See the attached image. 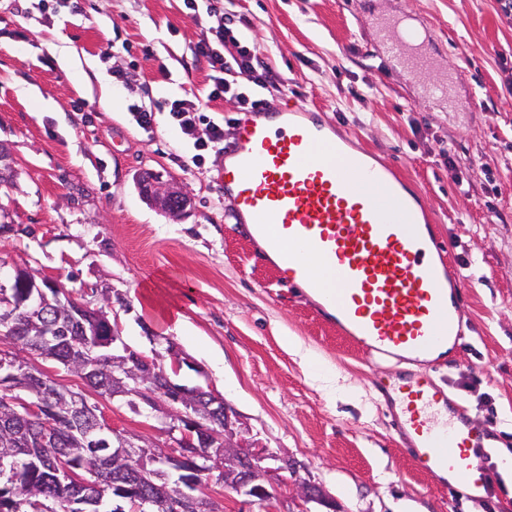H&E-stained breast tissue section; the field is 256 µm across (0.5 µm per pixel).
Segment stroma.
<instances>
[{
  "mask_svg": "<svg viewBox=\"0 0 512 512\" xmlns=\"http://www.w3.org/2000/svg\"><path fill=\"white\" fill-rule=\"evenodd\" d=\"M28 0V19L0 0V141L17 172L0 187V280L28 265L70 291L118 292L121 337L194 362L178 380L220 392L252 434L294 457L341 512H483L463 489H441L404 453L380 381L430 372L512 452V28L495 0ZM223 9L283 79L258 90L267 109L300 99L339 131L387 157L425 196L450 258L467 281L457 351L435 362L366 360L317 317L304 289L280 281L220 192L224 155L183 169L191 140L132 105L205 97L209 69L190 47ZM433 29L430 67L393 65L377 21L400 12ZM448 96L425 99L433 81ZM150 171L188 187L174 218L133 178ZM311 352L304 362L300 351ZM42 369L85 393L118 429L152 421L88 389L75 373Z\"/></svg>",
  "mask_w": 512,
  "mask_h": 512,
  "instance_id": "35a3bbf8",
  "label": "stroma"
}]
</instances>
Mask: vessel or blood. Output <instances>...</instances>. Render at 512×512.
Wrapping results in <instances>:
<instances>
[{"instance_id": "b4317fda", "label": "vessel or blood", "mask_w": 512, "mask_h": 512, "mask_svg": "<svg viewBox=\"0 0 512 512\" xmlns=\"http://www.w3.org/2000/svg\"><path fill=\"white\" fill-rule=\"evenodd\" d=\"M389 51L407 63L430 40L412 15L381 20ZM295 101L270 113L256 108L225 148L224 196L249 237L265 244L283 280L306 283L322 299L328 323L370 359H420L447 352L462 334L464 280L447 261V244L432 224L421 193L387 160L350 150V135ZM380 190L366 193L367 184ZM319 258L314 269L306 255ZM393 427L405 451L439 484L448 479L487 489L471 451L488 445L484 427L462 417L447 394L424 378L400 388ZM442 408L451 422L435 430L427 411Z\"/></svg>"}]
</instances>
